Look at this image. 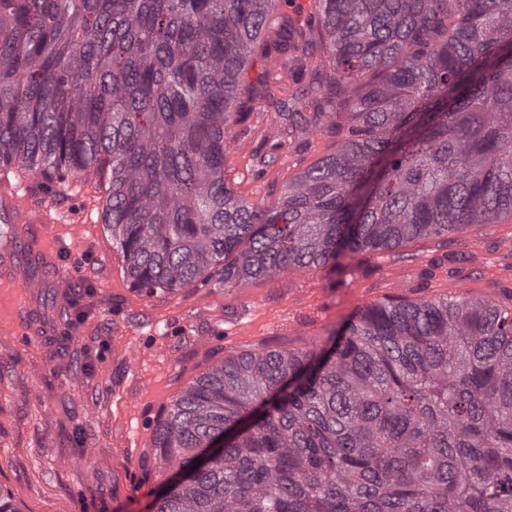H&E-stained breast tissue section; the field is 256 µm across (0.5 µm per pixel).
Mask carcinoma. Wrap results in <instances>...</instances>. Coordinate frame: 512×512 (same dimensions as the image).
<instances>
[{"instance_id":"1","label":"carcinoma","mask_w":512,"mask_h":512,"mask_svg":"<svg viewBox=\"0 0 512 512\" xmlns=\"http://www.w3.org/2000/svg\"><path fill=\"white\" fill-rule=\"evenodd\" d=\"M511 44L512 0H0V178L91 187L144 296L446 247L512 212ZM259 46L317 77L268 105L336 138L272 206L224 176ZM328 340L178 394L153 512H512V291L389 298Z\"/></svg>"}]
</instances>
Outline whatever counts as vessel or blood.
<instances>
[{
  "label": "vessel or blood",
  "instance_id": "obj_1",
  "mask_svg": "<svg viewBox=\"0 0 512 512\" xmlns=\"http://www.w3.org/2000/svg\"><path fill=\"white\" fill-rule=\"evenodd\" d=\"M61 212L34 202L28 183H0V223L13 225L17 242L0 248V283L18 290L15 316L20 325L35 334H51L50 321L39 310L38 292L31 284L27 264H34L56 280L64 273L54 244V226L61 223Z\"/></svg>",
  "mask_w": 512,
  "mask_h": 512
}]
</instances>
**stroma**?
<instances>
[{
  "mask_svg": "<svg viewBox=\"0 0 512 512\" xmlns=\"http://www.w3.org/2000/svg\"><path fill=\"white\" fill-rule=\"evenodd\" d=\"M282 75L262 55L240 79L241 102L252 117L235 126L227 157L230 184L258 205H271L288 176L325 155L330 137L302 150L285 134L265 91ZM266 167H255L253 154ZM91 190L69 181L54 205L67 213L55 228L58 255L72 299L59 311L52 278L37 276L45 314L59 333L46 340L21 334L0 341V490L19 512H152L168 471H143L156 420L207 368L244 351L324 345L326 330L359 308L389 297H478L499 291L486 268L512 265L499 242L503 227L487 228L462 275L424 271L441 249L366 256L361 267L334 275L297 268L238 290L186 287L149 298L132 292L108 234L97 229Z\"/></svg>",
  "mask_w": 512,
  "mask_h": 512,
  "instance_id": "stroma-1",
  "label": "stroma"
}]
</instances>
